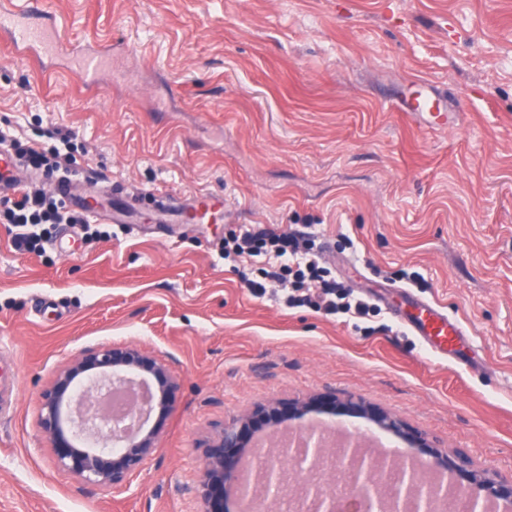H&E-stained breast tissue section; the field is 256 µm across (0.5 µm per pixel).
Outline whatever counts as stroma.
Masks as SVG:
<instances>
[{
    "label": "stroma",
    "mask_w": 512,
    "mask_h": 512,
    "mask_svg": "<svg viewBox=\"0 0 512 512\" xmlns=\"http://www.w3.org/2000/svg\"><path fill=\"white\" fill-rule=\"evenodd\" d=\"M75 44L112 47L87 99L66 56L40 63L0 42V128L22 143L71 132L73 169L98 189L103 237L52 227L14 250L0 224V512H198L206 441L275 401L356 397L450 457L512 478V0H48ZM456 121L432 129L394 111L411 79ZM137 201L111 223L107 185ZM224 197V218L189 224L166 198ZM245 230L303 234L369 317L254 296L264 257L235 262ZM439 304L465 334L443 354L406 325L407 297ZM136 346L180 378L157 451L112 493L62 471L39 427V394L82 350ZM375 459L425 449L357 417L311 412ZM278 428L245 457L345 492L348 460L292 471Z\"/></svg>",
    "instance_id": "stroma-1"
}]
</instances>
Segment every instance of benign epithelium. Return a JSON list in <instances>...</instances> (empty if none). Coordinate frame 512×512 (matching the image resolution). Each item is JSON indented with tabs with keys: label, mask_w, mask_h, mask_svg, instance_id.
I'll return each instance as SVG.
<instances>
[{
	"label": "benign epithelium",
	"mask_w": 512,
	"mask_h": 512,
	"mask_svg": "<svg viewBox=\"0 0 512 512\" xmlns=\"http://www.w3.org/2000/svg\"><path fill=\"white\" fill-rule=\"evenodd\" d=\"M131 384L148 393L146 405L134 412L135 425L112 432V441H103L94 415L85 411L92 389ZM178 387L177 376L158 358L131 345L112 344L87 349L62 368L50 386L40 394L39 427L48 437L59 467L84 483L100 489H120L138 473L155 451L160 427L148 431L143 427L154 408L161 414L170 412L172 396ZM312 411L360 417L380 428L428 449L435 466L451 476L459 475L487 492V499L512 502V480L482 478L433 448L421 437L409 434L403 422L362 400L338 399L320 395L307 400L276 403L226 425L204 451L200 466L197 496L203 503L201 512H224V486L242 482L239 472L242 452L253 428L259 423L284 425ZM326 445L308 435L289 453L298 470L314 472L324 466ZM350 488L345 497L328 493L316 483L304 493L309 512H436L437 503L448 486L438 484L428 495L412 472L393 468L397 491L386 494L375 489L373 464L357 450L349 455ZM283 468L269 464L264 468V500H275L283 489Z\"/></svg>",
	"instance_id": "benign-epithelium-1"
}]
</instances>
